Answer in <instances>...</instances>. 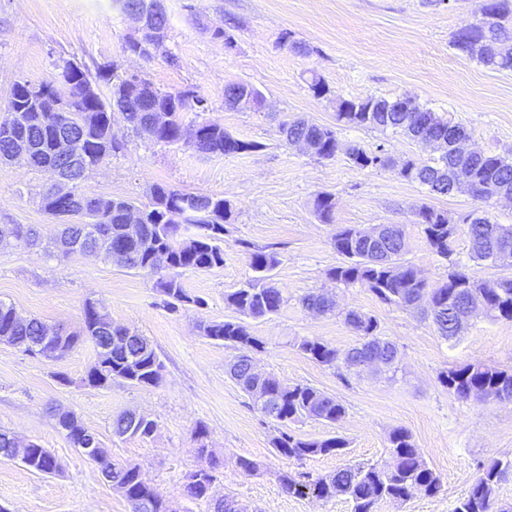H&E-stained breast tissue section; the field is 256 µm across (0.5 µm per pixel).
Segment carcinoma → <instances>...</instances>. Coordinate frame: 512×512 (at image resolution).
<instances>
[{
  "label": "carcinoma",
  "mask_w": 512,
  "mask_h": 512,
  "mask_svg": "<svg viewBox=\"0 0 512 512\" xmlns=\"http://www.w3.org/2000/svg\"><path fill=\"white\" fill-rule=\"evenodd\" d=\"M481 15L479 23L454 36L453 47L491 69L512 70V30L504 25L512 16V3L489 0L483 5ZM149 26L156 38L142 47L129 41L124 51L141 57L160 55L170 64L178 63L176 55L165 45L168 19L162 9L151 12ZM98 77L111 83L110 98L105 99L92 90L91 75L69 60L60 61L56 72L38 84L27 81L14 84L9 105L17 117L11 123H0V161L13 159L24 147L30 165L53 177L66 178L72 184L68 198L52 188L41 198V207L51 215L82 218L77 224L64 225L55 244L60 256L95 251L109 260L119 259L127 268L158 274L153 256L164 249L169 254L171 269L159 274L156 291L167 297L165 304L172 311L189 306L201 308L205 300L188 293L180 276L184 271H205L224 264V236L231 218V209L224 198L184 193L155 184L149 189L148 202L137 205L122 198L88 196L81 192L80 183L97 163L123 148L112 135L117 116L129 129L152 141L187 143L203 154L251 151L260 148V144L237 140L223 126L210 121L184 123L182 113L208 111L207 100L191 90L163 91L142 77L132 85L126 76L117 74L115 67L99 72ZM244 96H251L257 102L262 98L260 91L248 84L224 86L226 108H237L238 100ZM409 104L405 108L399 99L338 96L336 117L347 125L381 132L391 130L434 146L441 152L437 160L431 163L407 160L401 165L399 175L427 186L435 194L466 192L477 201L512 195L511 161L460 151L458 143L466 138L462 127L413 100ZM156 110L169 112L168 123L154 122ZM282 129L287 141L309 145L320 159H332L340 150L336 131L330 127L298 120L283 123ZM61 130L73 139L74 161L70 165L55 153V134ZM347 155L362 169L385 167L389 163L381 147L369 153L351 146ZM335 206L330 194H319L314 200L315 213L324 224L333 222ZM133 209L143 217L134 234L128 231L129 212ZM417 216L429 247L439 257L450 258L456 225L450 222L448 214L423 205ZM462 222L469 225L471 260L476 265L488 262L512 268V263H503L507 258L512 259L511 224H492L472 213L462 216ZM13 237L31 246L38 241L37 231L31 225H16ZM333 246L345 261L328 270L330 280L346 286L365 285L387 305L409 308L425 301L430 305L438 332L448 339L459 335L468 317L480 308L497 319L512 321V276L484 279L477 277L472 268L456 267L448 272L447 281L430 288L412 265L401 262L405 241L398 224L393 225L391 234L378 239L368 237L365 229L358 226L341 227L333 236ZM242 247L248 255L251 276L226 296L228 306L253 319L278 313L286 299L273 279L279 263L277 253L245 242ZM301 304L319 314L334 310L333 301L322 293L305 295ZM83 317L82 335L96 350L93 369L97 387L109 388L114 382L159 386L163 363L145 337L114 322H100L91 301L85 304ZM344 322L359 337L352 348L340 351L321 339L305 338L298 344L299 349L319 364L337 370L351 371L372 363L380 372H396L398 348L380 336L374 317L349 310ZM44 329L41 319L18 317L13 306L0 302V337L9 345L31 354L44 341ZM201 330L205 336L239 351L229 364L228 373L252 398L261 415L276 422L277 434L272 439L276 456L302 462L337 454L348 447V441L341 436L305 439L289 428V424L304 418L335 424L345 416V407L336 398L311 386H284L275 377L256 372L251 352L262 349V341L250 334L244 322L228 319L204 324ZM438 380L448 394L461 401L512 402L511 371L476 362L444 370ZM49 411L66 432L72 447H78L82 436L93 434L77 416L66 423L58 418L59 408L52 406ZM154 430L153 420L138 419L130 411L112 422V432L118 437L147 438ZM207 439V429L197 427L194 431L197 453L207 460L208 470L204 472L200 490L186 488L188 497L206 501L211 512H239L233 497L215 492L216 472L223 467V458L209 447ZM389 455L383 464L350 465L325 476L280 470L276 479L286 493L299 497L310 495L326 500L343 495L350 504V512H376L381 501L405 502L416 492L428 496L440 493V477L428 467L423 452L408 431L400 428L391 432ZM93 462L100 471L112 472V487L125 497L131 512H165L161 508L143 507L149 497L157 498L159 493L141 480L139 466L119 465L100 458ZM22 463L38 473L60 471L55 456L36 443L31 445ZM509 476H512V459L480 466L468 494L458 502L454 512H512L511 503H502L497 498L499 485Z\"/></svg>",
  "instance_id": "obj_1"
}]
</instances>
